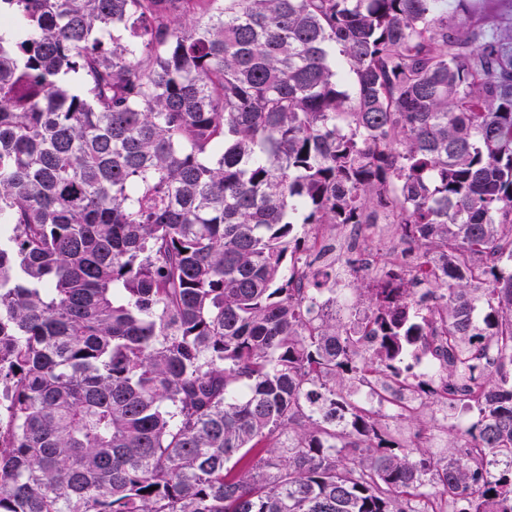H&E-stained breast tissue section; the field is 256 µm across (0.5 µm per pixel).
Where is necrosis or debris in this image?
<instances>
[{
  "label": "necrosis or debris",
  "mask_w": 512,
  "mask_h": 512,
  "mask_svg": "<svg viewBox=\"0 0 512 512\" xmlns=\"http://www.w3.org/2000/svg\"><path fill=\"white\" fill-rule=\"evenodd\" d=\"M385 230L381 224H316L310 230L312 249L310 258L336 264L344 268L346 258H355L359 270L376 271L382 266H393L410 275H417L423 267L438 272L446 271L448 261L444 254H436L433 261L423 263L410 242L395 238L386 252H379L373 244ZM429 280H422L417 297L423 298V314L430 325L425 336L419 337L413 350L406 355L402 376L371 370L360 374L350 401L380 419L387 420L413 412L421 406L419 383L433 386L434 420L440 427L448 425V402L463 397L480 387L479 381L468 378L449 379L448 363L453 354L448 348V307L431 297Z\"/></svg>",
  "instance_id": "obj_1"
}]
</instances>
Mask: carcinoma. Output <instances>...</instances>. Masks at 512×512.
Instances as JSON below:
<instances>
[{"label": "carcinoma", "instance_id": "cac0c4a2", "mask_svg": "<svg viewBox=\"0 0 512 512\" xmlns=\"http://www.w3.org/2000/svg\"><path fill=\"white\" fill-rule=\"evenodd\" d=\"M455 2L0 0V512H512V27ZM297 224L463 269L448 379L491 392L447 454L336 391L418 281L300 268Z\"/></svg>", "mask_w": 512, "mask_h": 512}]
</instances>
